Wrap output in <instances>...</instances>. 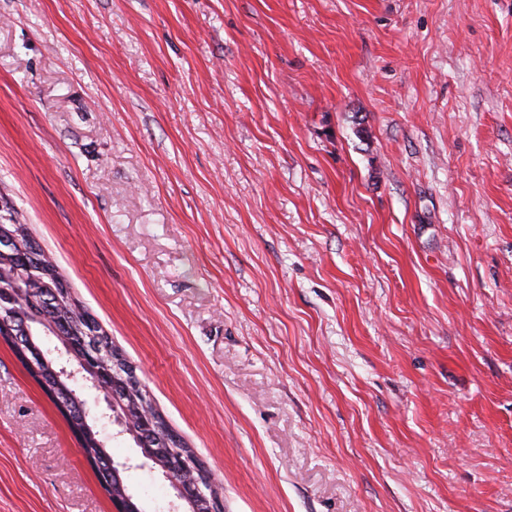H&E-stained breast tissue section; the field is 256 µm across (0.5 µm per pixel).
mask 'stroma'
<instances>
[{"mask_svg": "<svg viewBox=\"0 0 512 512\" xmlns=\"http://www.w3.org/2000/svg\"><path fill=\"white\" fill-rule=\"evenodd\" d=\"M0 195L224 512H512V0H0ZM0 512H116L1 339Z\"/></svg>", "mask_w": 512, "mask_h": 512, "instance_id": "1", "label": "stroma"}]
</instances>
